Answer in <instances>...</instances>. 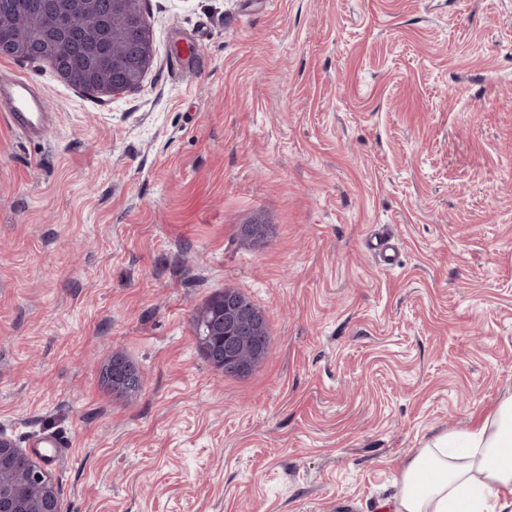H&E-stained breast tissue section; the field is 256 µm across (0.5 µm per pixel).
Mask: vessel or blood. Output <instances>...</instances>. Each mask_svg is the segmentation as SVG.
<instances>
[{
  "label": "vessel or blood",
  "mask_w": 512,
  "mask_h": 512,
  "mask_svg": "<svg viewBox=\"0 0 512 512\" xmlns=\"http://www.w3.org/2000/svg\"><path fill=\"white\" fill-rule=\"evenodd\" d=\"M0 114L29 137L42 136L48 128L43 94L25 77L14 76L0 85Z\"/></svg>",
  "instance_id": "1"
}]
</instances>
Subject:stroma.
<instances>
[{
	"label": "stroma",
	"mask_w": 512,
	"mask_h": 512,
	"mask_svg": "<svg viewBox=\"0 0 512 512\" xmlns=\"http://www.w3.org/2000/svg\"><path fill=\"white\" fill-rule=\"evenodd\" d=\"M142 8L130 92L0 58L54 115L0 118V434L64 512H380L414 449L512 396V0ZM227 288L268 318L241 378L193 331ZM106 384L118 395L138 391L143 383L141 372L136 366L117 355L105 369L103 375Z\"/></svg>",
	"instance_id": "35a3bbf8"
}]
</instances>
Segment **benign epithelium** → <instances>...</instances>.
Wrapping results in <instances>:
<instances>
[{"label":"benign epithelium","mask_w":512,"mask_h":512,"mask_svg":"<svg viewBox=\"0 0 512 512\" xmlns=\"http://www.w3.org/2000/svg\"><path fill=\"white\" fill-rule=\"evenodd\" d=\"M59 10L70 14L82 12L93 15L104 4L98 0H56ZM154 59L150 39L130 35L126 53L112 55V79L97 73L89 74L86 91L90 94L114 96L137 87ZM205 324V335L214 338L206 348L209 363L224 371V363H234L247 370L259 357L256 351L250 357L235 354L238 345L247 337L262 333L267 325L265 311L247 297L231 289L197 313ZM106 384L118 395L137 391L143 383L136 366L117 355L105 369ZM0 512H62V502L56 483L50 473L35 462L15 443L0 435Z\"/></svg>","instance_id":"benign-epithelium-1"}]
</instances>
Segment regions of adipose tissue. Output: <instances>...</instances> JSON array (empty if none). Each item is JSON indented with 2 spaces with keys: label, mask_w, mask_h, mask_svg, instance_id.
Segmentation results:
<instances>
[{
  "label": "adipose tissue",
  "mask_w": 512,
  "mask_h": 512,
  "mask_svg": "<svg viewBox=\"0 0 512 512\" xmlns=\"http://www.w3.org/2000/svg\"><path fill=\"white\" fill-rule=\"evenodd\" d=\"M382 512H512V397L408 458Z\"/></svg>",
  "instance_id": "adipose-tissue-1"
}]
</instances>
